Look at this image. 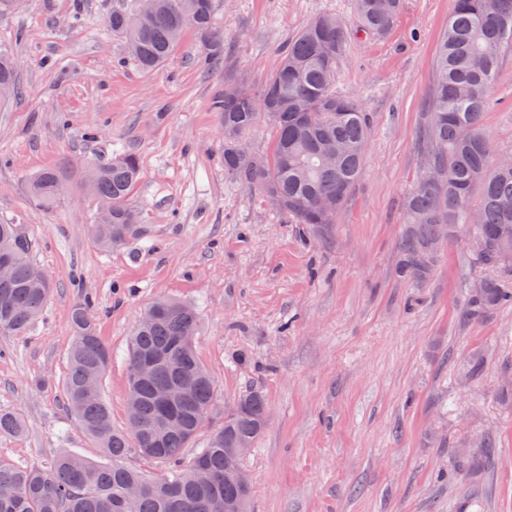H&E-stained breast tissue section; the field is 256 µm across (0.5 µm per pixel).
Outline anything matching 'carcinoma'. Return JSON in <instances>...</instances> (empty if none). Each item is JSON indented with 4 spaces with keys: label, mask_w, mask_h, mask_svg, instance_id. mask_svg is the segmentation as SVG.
Returning <instances> with one entry per match:
<instances>
[{
    "label": "carcinoma",
    "mask_w": 512,
    "mask_h": 512,
    "mask_svg": "<svg viewBox=\"0 0 512 512\" xmlns=\"http://www.w3.org/2000/svg\"><path fill=\"white\" fill-rule=\"evenodd\" d=\"M402 0H355L361 31L387 34ZM216 0H153L144 12H112L108 27L122 39L128 57L153 70L177 50L184 34H196L200 61L224 55V36L214 27ZM347 23L334 14L316 17L289 41L274 71L257 89L239 78L225 80L224 94L213 102L224 125V172L263 192L275 209L296 224L316 229L334 224L357 182L367 141V118L356 98L336 92ZM512 51V0H453L448 27L434 59L429 110L423 117V167L437 176L419 180L406 203L398 246L399 277L426 281L438 261V244L466 231L483 242L478 265L503 268L512 251V164L495 157L482 128L490 107L487 90L500 77L502 58ZM0 104L18 93L17 61L0 50ZM273 131V149L246 167L238 150L240 135L258 121ZM141 177L139 157L131 150L112 161L85 165L82 187L112 202L95 212L91 232L103 249H115L141 232L131 194ZM62 168H46L29 181L31 197L53 204ZM478 204L471 205L473 194ZM19 242L15 224L0 223V263L10 282L0 285V332L19 335L41 315L52 285ZM480 292L468 295L465 313L487 318L507 303L512 290L486 278ZM152 318L136 324L127 363L128 427L112 428L102 383L112 352L88 317L89 303L71 311L75 336L68 353L63 391L77 427L101 448L106 462L61 454L44 466L24 467L0 459V512H247L249 493L225 483L224 469L237 462L233 449L252 445L264 430L268 407L252 391L236 403L237 412L213 432L206 447L184 457L202 428L201 411H210L215 383L193 349L199 318L191 305L157 299ZM184 386L169 411L179 427L165 431L156 392ZM24 421L0 413V431L21 433ZM147 459L164 466L145 475L125 464L129 442Z\"/></svg>",
    "instance_id": "carcinoma-1"
}]
</instances>
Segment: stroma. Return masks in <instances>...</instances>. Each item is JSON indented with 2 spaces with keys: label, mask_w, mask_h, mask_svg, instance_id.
<instances>
[{
  "label": "stroma",
  "mask_w": 512,
  "mask_h": 512,
  "mask_svg": "<svg viewBox=\"0 0 512 512\" xmlns=\"http://www.w3.org/2000/svg\"><path fill=\"white\" fill-rule=\"evenodd\" d=\"M402 4L390 32L373 37L359 31L354 0H221L223 59L203 66L189 33L149 72L106 26L138 0H24L0 18L21 88L0 109V221L18 224L53 285L27 333H0V413L26 423L0 433L1 459L102 460L63 391L71 309L90 300L112 352L103 395L121 429L129 338L141 311L166 297L199 311L195 350L216 382L191 450L243 394L267 400L266 429L242 460L249 512H512V305L486 319L464 315L476 282L512 289V270L476 266L463 235L441 244L424 283L396 273L451 0ZM324 13L348 26L336 90L369 117L362 175L326 233L292 223L225 174L212 109L225 76L260 87L282 46ZM489 97L484 129L512 155V55ZM128 148L141 164L131 202L143 231L105 252L90 235L96 203L79 174ZM58 166L70 187L48 209L27 180Z\"/></svg>",
  "instance_id": "obj_1"
}]
</instances>
